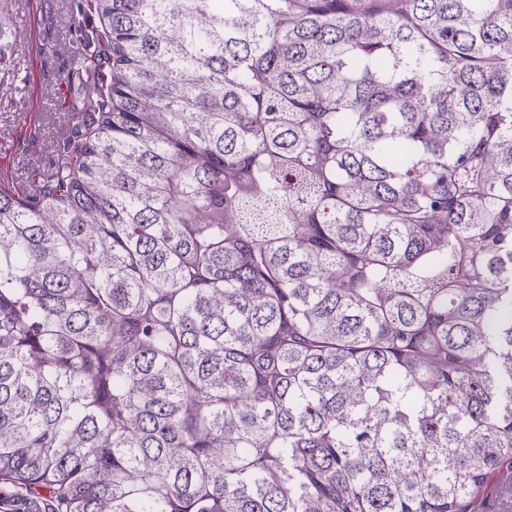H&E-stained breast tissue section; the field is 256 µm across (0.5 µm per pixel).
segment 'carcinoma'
I'll return each instance as SVG.
<instances>
[{
	"mask_svg": "<svg viewBox=\"0 0 512 512\" xmlns=\"http://www.w3.org/2000/svg\"><path fill=\"white\" fill-rule=\"evenodd\" d=\"M91 2L96 124L41 199L0 191V480L53 512H484L512 0Z\"/></svg>",
	"mask_w": 512,
	"mask_h": 512,
	"instance_id": "obj_1",
	"label": "carcinoma"
}]
</instances>
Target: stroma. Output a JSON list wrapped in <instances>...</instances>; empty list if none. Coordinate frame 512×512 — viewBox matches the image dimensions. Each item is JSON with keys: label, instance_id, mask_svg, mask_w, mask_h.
Wrapping results in <instances>:
<instances>
[{"label": "stroma", "instance_id": "1", "mask_svg": "<svg viewBox=\"0 0 512 512\" xmlns=\"http://www.w3.org/2000/svg\"><path fill=\"white\" fill-rule=\"evenodd\" d=\"M7 8L18 37L0 67V190L39 197L98 118L88 90L100 74L72 63L106 45L88 0H8Z\"/></svg>", "mask_w": 512, "mask_h": 512}]
</instances>
